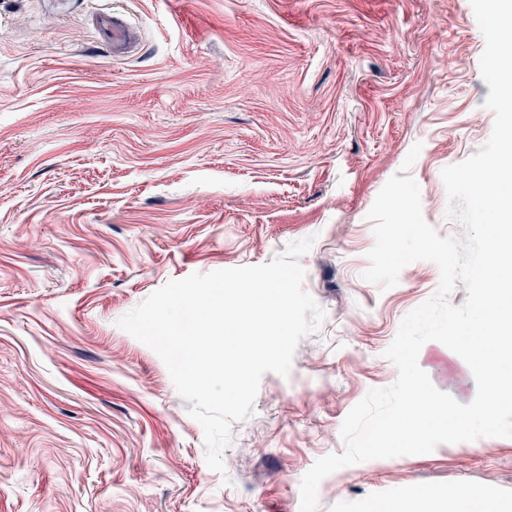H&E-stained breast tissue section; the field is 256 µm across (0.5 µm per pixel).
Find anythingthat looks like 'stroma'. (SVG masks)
<instances>
[{"label": "stroma", "mask_w": 512, "mask_h": 512, "mask_svg": "<svg viewBox=\"0 0 512 512\" xmlns=\"http://www.w3.org/2000/svg\"><path fill=\"white\" fill-rule=\"evenodd\" d=\"M92 0H0V512H300L342 423L398 371L384 352L440 283L429 261L363 279L367 214L395 175L443 237L444 167L489 139L470 0H99L140 30L113 59ZM313 238L324 312L287 376L265 373L225 473L157 354L121 317L168 281L271 262ZM418 364L462 404V358ZM482 489L512 512V438L442 444L325 477L317 512Z\"/></svg>", "instance_id": "35a3bbf8"}]
</instances>
